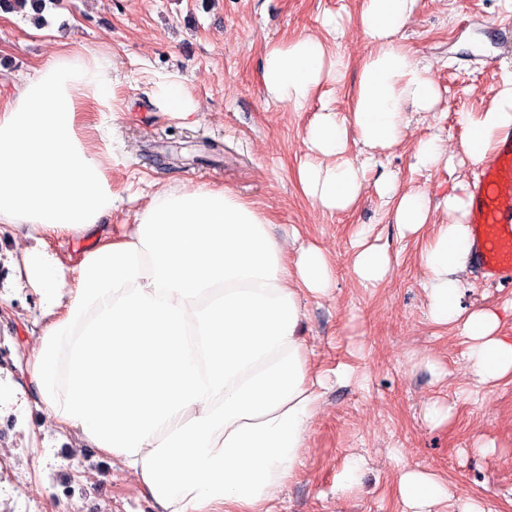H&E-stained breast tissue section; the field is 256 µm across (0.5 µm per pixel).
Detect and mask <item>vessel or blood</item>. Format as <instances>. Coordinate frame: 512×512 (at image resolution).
<instances>
[{
	"label": "vessel or blood",
	"instance_id": "obj_1",
	"mask_svg": "<svg viewBox=\"0 0 512 512\" xmlns=\"http://www.w3.org/2000/svg\"><path fill=\"white\" fill-rule=\"evenodd\" d=\"M476 259L492 280L512 284V132L483 163L470 188Z\"/></svg>",
	"mask_w": 512,
	"mask_h": 512
}]
</instances>
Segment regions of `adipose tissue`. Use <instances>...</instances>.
Wrapping results in <instances>:
<instances>
[{
  "mask_svg": "<svg viewBox=\"0 0 512 512\" xmlns=\"http://www.w3.org/2000/svg\"><path fill=\"white\" fill-rule=\"evenodd\" d=\"M417 0H358L366 52L347 110L322 102L305 131L297 177L304 194L330 212L363 195L370 158L349 153V137L371 150L402 144L410 113L432 111L441 92L404 43ZM326 38L298 36L266 47L261 81L268 103L304 110L323 80L343 81L348 63L328 39L345 32L340 15ZM112 80L99 58L60 49L0 106V224L23 225L30 246L13 277L39 300L38 334L23 371L44 420L111 458L133 478L154 512H274L304 466L310 428L329 378L313 373L314 349L298 334L306 297L327 296L333 269L319 246L303 244L296 263L270 219L220 188L156 191L130 230L108 220L119 194L106 176L114 149ZM95 105L99 141L81 133ZM461 144L483 161L512 129V82L486 111L462 112ZM376 195L393 205L400 233L429 224L426 192L384 172ZM446 221L420 251L426 316L468 342L464 374L476 385L512 377V336L490 309L464 302L473 261L470 194L443 201ZM90 241L73 266L48 239ZM386 247H359L352 266L364 287L390 272ZM402 512H488L452 498L434 474L407 466L394 475Z\"/></svg>",
  "mask_w": 512,
  "mask_h": 512,
  "instance_id": "ef3b65f1",
  "label": "adipose tissue"
}]
</instances>
